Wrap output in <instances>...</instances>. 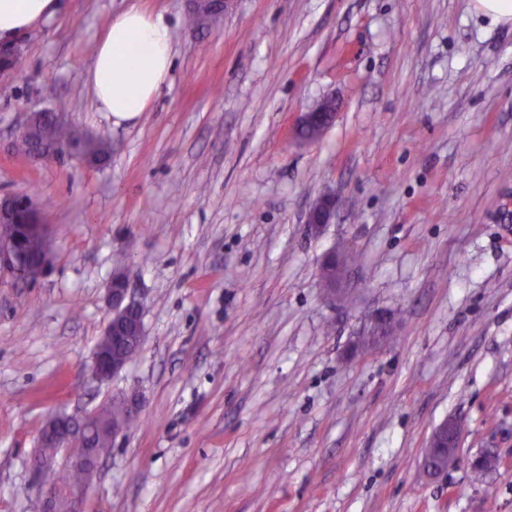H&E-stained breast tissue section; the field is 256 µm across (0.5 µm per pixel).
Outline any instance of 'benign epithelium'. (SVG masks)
<instances>
[{
  "label": "benign epithelium",
  "instance_id": "benign-epithelium-1",
  "mask_svg": "<svg viewBox=\"0 0 512 512\" xmlns=\"http://www.w3.org/2000/svg\"><path fill=\"white\" fill-rule=\"evenodd\" d=\"M191 9L198 14L216 16L224 11L230 0H189ZM337 112L334 107L315 108L302 115L296 129V134L316 126L331 127L336 120ZM43 111L32 112L26 119L20 137L30 141V148L34 149L32 155L36 159H57L68 157L81 164H90V161L78 155L75 148L69 143H56L51 149L44 150L38 146V128L42 122ZM22 207L14 195H5L0 198V220H11L16 209ZM336 210V199L331 196L321 198L309 211L307 223L311 224V231L322 233ZM27 233L34 236L41 243L42 259L36 266L24 262L22 250L18 243L8 242L0 244V276H7L15 281H29L42 275L51 263V248L47 225L43 224L38 214H33L31 224L27 226ZM108 303L111 308V317L131 316L137 322H142L143 310L129 293L128 281H122L119 287L108 288ZM126 363L112 355V351L96 347L90 372L92 378L99 382H107L121 373ZM106 406L86 412L79 416L55 414L47 421L39 437L44 452L35 454L32 463L34 470L42 473L48 471L55 463L59 451L66 450L68 466L76 470H94L97 468L99 458L92 448L93 441L105 432ZM89 487L75 485L60 494L57 487L52 485L41 493L40 512H73L71 504L86 498Z\"/></svg>",
  "mask_w": 512,
  "mask_h": 512
}]
</instances>
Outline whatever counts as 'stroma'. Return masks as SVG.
Returning <instances> with one entry per match:
<instances>
[{"mask_svg":"<svg viewBox=\"0 0 512 512\" xmlns=\"http://www.w3.org/2000/svg\"><path fill=\"white\" fill-rule=\"evenodd\" d=\"M133 5L166 14L175 64L117 126L88 73ZM189 11L61 0L0 76V195L38 201L52 243L45 274L0 278V512H37L29 461L51 414L125 394L142 423L85 512H512V25L470 0H233L204 28ZM326 98L334 125L298 144ZM35 108L107 139L108 161L13 151ZM341 245L358 261L333 300L319 268ZM118 267L145 339L99 384ZM378 311L393 339L347 359ZM449 418L459 464L431 479L423 450ZM337 112H335V108L329 106L326 110L324 108H320L317 106L315 109L310 112H305L296 129V134L299 136L302 132L309 130L315 125H323L325 129L330 128L335 120H336ZM336 210V199L331 196L321 198L310 210L307 223L311 224V231L315 234L322 233L327 224L331 223V217Z\"/></svg>","mask_w":512,"mask_h":512,"instance_id":"35a3bbf8","label":"stroma"}]
</instances>
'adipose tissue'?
Instances as JSON below:
<instances>
[{
	"instance_id": "obj_1",
	"label": "adipose tissue",
	"mask_w": 512,
	"mask_h": 512,
	"mask_svg": "<svg viewBox=\"0 0 512 512\" xmlns=\"http://www.w3.org/2000/svg\"><path fill=\"white\" fill-rule=\"evenodd\" d=\"M57 0H0V43L53 18ZM174 62L164 13L132 6L116 15L98 41L88 82L115 123L135 120L166 84Z\"/></svg>"
}]
</instances>
